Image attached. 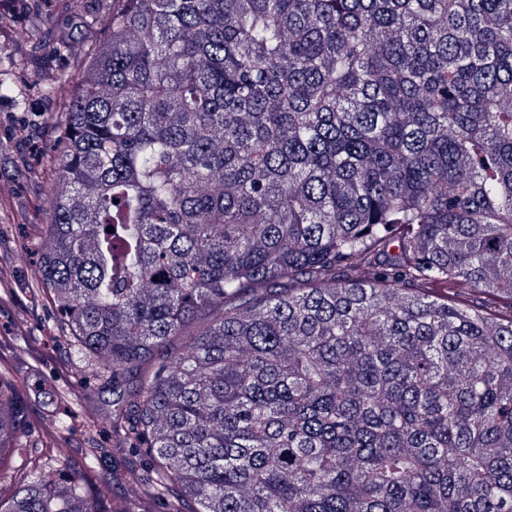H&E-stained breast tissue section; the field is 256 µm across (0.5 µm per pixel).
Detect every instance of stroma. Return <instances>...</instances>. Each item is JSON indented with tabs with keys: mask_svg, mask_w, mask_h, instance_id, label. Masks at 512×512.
Masks as SVG:
<instances>
[{
	"mask_svg": "<svg viewBox=\"0 0 512 512\" xmlns=\"http://www.w3.org/2000/svg\"><path fill=\"white\" fill-rule=\"evenodd\" d=\"M41 9L57 24L70 25L80 42L92 44L104 36L97 0H42ZM60 70L75 80L81 74L77 60L55 56L46 27L19 19L12 11H0V81L24 90L21 98L0 99V277L17 290L13 300L0 303V362L12 366L36 415H57L72 424L70 441L57 458L59 466L70 469L85 446L83 411L60 403L58 392H79L87 406L103 409L111 408L112 392L90 387L72 346L58 336L56 311L49 298L28 292L37 276V262L26 246L39 239L47 222L41 199L50 167L46 147L64 107L39 86ZM95 438L106 451L89 473L87 492L95 493L105 482L113 505H129L140 496V480L155 478L150 462L109 453L110 427L100 428Z\"/></svg>",
	"mask_w": 512,
	"mask_h": 512,
	"instance_id": "obj_1",
	"label": "stroma"
}]
</instances>
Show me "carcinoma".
Wrapping results in <instances>:
<instances>
[{
    "label": "carcinoma",
    "mask_w": 512,
    "mask_h": 512,
    "mask_svg": "<svg viewBox=\"0 0 512 512\" xmlns=\"http://www.w3.org/2000/svg\"><path fill=\"white\" fill-rule=\"evenodd\" d=\"M105 2L35 280L87 428L168 512H512V0ZM37 424L0 363V469ZM53 461L0 512H118Z\"/></svg>",
    "instance_id": "obj_1"
}]
</instances>
